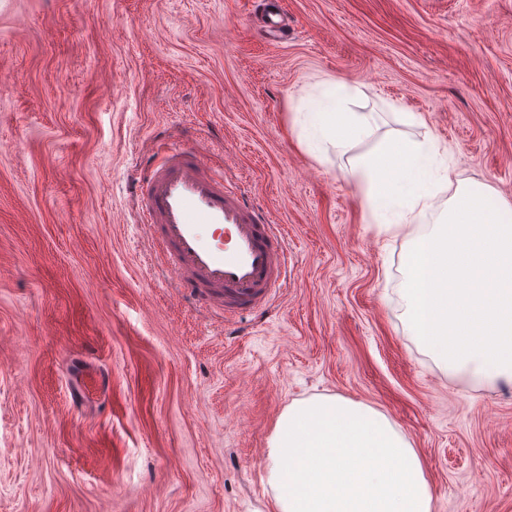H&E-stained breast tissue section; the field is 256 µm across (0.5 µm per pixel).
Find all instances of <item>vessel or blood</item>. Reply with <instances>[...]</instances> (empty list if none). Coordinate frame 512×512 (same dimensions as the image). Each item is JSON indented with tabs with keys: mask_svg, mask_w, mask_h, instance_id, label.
Here are the masks:
<instances>
[{
	"mask_svg": "<svg viewBox=\"0 0 512 512\" xmlns=\"http://www.w3.org/2000/svg\"><path fill=\"white\" fill-rule=\"evenodd\" d=\"M286 43L283 13L263 8L256 25ZM156 264L176 288L214 316L263 315L288 279V242L279 225L200 151L170 144L147 158L134 181Z\"/></svg>",
	"mask_w": 512,
	"mask_h": 512,
	"instance_id": "obj_1",
	"label": "vessel or blood"
}]
</instances>
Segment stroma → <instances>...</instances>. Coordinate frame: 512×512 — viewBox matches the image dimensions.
<instances>
[{
	"label": "stroma",
	"instance_id": "35a3bbf8",
	"mask_svg": "<svg viewBox=\"0 0 512 512\" xmlns=\"http://www.w3.org/2000/svg\"><path fill=\"white\" fill-rule=\"evenodd\" d=\"M0 0V512H274L268 443L336 395L408 438L432 512H512V387L448 374L396 304L404 238L347 157L300 147L321 78L424 115L452 174L512 202V0ZM195 147L287 232L288 286L228 323L158 272L132 196ZM255 28L260 38L269 44L278 45L288 42V27L280 10L263 8Z\"/></svg>",
	"mask_w": 512,
	"mask_h": 512
}]
</instances>
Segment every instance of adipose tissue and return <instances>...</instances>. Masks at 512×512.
Listing matches in <instances>:
<instances>
[{
  "mask_svg": "<svg viewBox=\"0 0 512 512\" xmlns=\"http://www.w3.org/2000/svg\"><path fill=\"white\" fill-rule=\"evenodd\" d=\"M357 87L333 79L290 99L300 146L344 170L368 223L409 243L399 296L413 336L450 375L512 385V203L474 178L450 180L432 136L369 138Z\"/></svg>",
  "mask_w": 512,
  "mask_h": 512,
  "instance_id": "obj_1",
  "label": "adipose tissue"
}]
</instances>
